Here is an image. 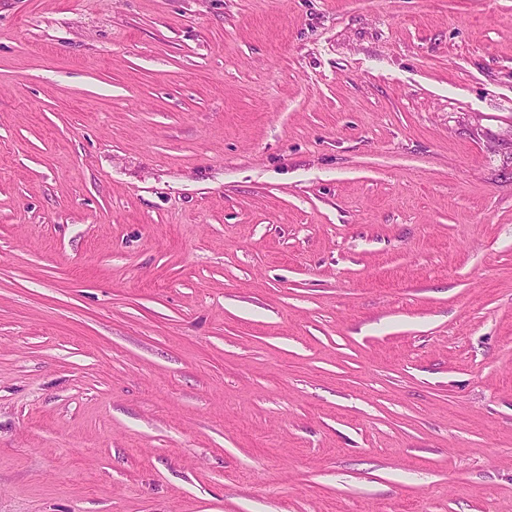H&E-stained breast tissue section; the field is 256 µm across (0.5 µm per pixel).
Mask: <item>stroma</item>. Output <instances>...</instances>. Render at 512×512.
Returning <instances> with one entry per match:
<instances>
[{
	"label": "stroma",
	"instance_id": "stroma-1",
	"mask_svg": "<svg viewBox=\"0 0 512 512\" xmlns=\"http://www.w3.org/2000/svg\"><path fill=\"white\" fill-rule=\"evenodd\" d=\"M0 512H512V0H0Z\"/></svg>",
	"mask_w": 512,
	"mask_h": 512
}]
</instances>
